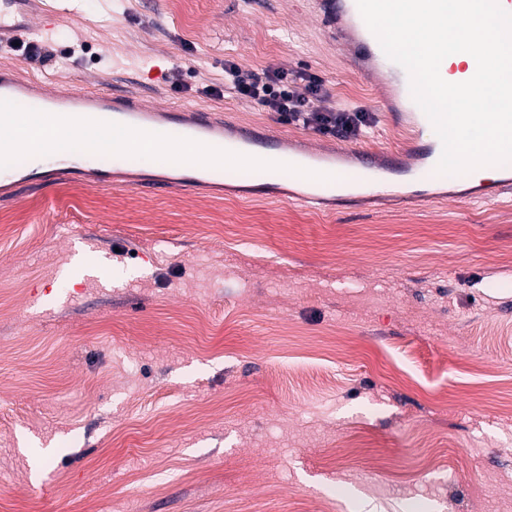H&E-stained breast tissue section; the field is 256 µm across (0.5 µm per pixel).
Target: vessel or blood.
<instances>
[{
	"instance_id": "b4317fda",
	"label": "vessel or blood",
	"mask_w": 512,
	"mask_h": 512,
	"mask_svg": "<svg viewBox=\"0 0 512 512\" xmlns=\"http://www.w3.org/2000/svg\"><path fill=\"white\" fill-rule=\"evenodd\" d=\"M314 11L354 69L379 79L386 101L394 105L388 120L404 138L402 149L307 148L293 137L231 122L223 114L195 106L151 105L122 91L54 90L48 82L23 77L18 69L1 68L0 98L25 105L31 112L47 118L72 117L79 124L101 129L120 127L131 139L142 142L175 139L202 148L204 155L195 160L172 159L154 172L92 166L75 157L51 170L36 168L14 179L0 180V197L19 198L22 185L32 181L61 184L76 180L149 193L187 187L220 194L224 191L223 162L229 158L261 171L272 170L270 180L254 185L253 196L316 209L333 194L343 168L351 162L356 163V172L362 177L379 175L413 188L418 202L453 200V193L428 189L442 143L427 136L431 122L412 98L407 72L385 55L362 19L357 0H314ZM49 14L40 0H0V41L23 33L41 36L36 22Z\"/></svg>"
}]
</instances>
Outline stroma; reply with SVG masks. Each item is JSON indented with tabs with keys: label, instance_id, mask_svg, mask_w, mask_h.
<instances>
[{
	"label": "stroma",
	"instance_id": "1",
	"mask_svg": "<svg viewBox=\"0 0 512 512\" xmlns=\"http://www.w3.org/2000/svg\"><path fill=\"white\" fill-rule=\"evenodd\" d=\"M0 66L276 126L224 63L403 137L310 0H78ZM0 512H512V195L335 210L74 182L0 200ZM15 42H18L19 46H15ZM2 48H8L24 59L39 60L43 63L56 60L57 58H69L76 53V49H80L81 51L85 50L84 45H80L79 47L71 46L67 50H59L56 42L44 39L28 42H21L19 39H14L1 45L0 49L2 50Z\"/></svg>",
	"mask_w": 512,
	"mask_h": 512
}]
</instances>
